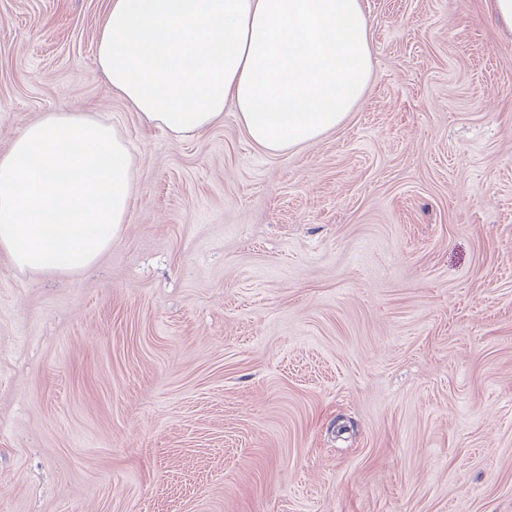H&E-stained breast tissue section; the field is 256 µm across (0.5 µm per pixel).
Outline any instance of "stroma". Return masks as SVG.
Here are the masks:
<instances>
[{
	"mask_svg": "<svg viewBox=\"0 0 512 512\" xmlns=\"http://www.w3.org/2000/svg\"><path fill=\"white\" fill-rule=\"evenodd\" d=\"M109 0H0V154L112 122L136 199L70 276L0 255V512H512V35L362 0L372 79L278 155L96 74Z\"/></svg>",
	"mask_w": 512,
	"mask_h": 512,
	"instance_id": "1",
	"label": "stroma"
}]
</instances>
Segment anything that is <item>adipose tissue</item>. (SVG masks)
<instances>
[{
	"instance_id": "1",
	"label": "adipose tissue",
	"mask_w": 512,
	"mask_h": 512,
	"mask_svg": "<svg viewBox=\"0 0 512 512\" xmlns=\"http://www.w3.org/2000/svg\"><path fill=\"white\" fill-rule=\"evenodd\" d=\"M96 63L172 137L206 132L229 107L271 153L334 130L373 74L361 0H110ZM135 195L132 151L111 124L45 113L0 154V253L31 273L88 268Z\"/></svg>"
}]
</instances>
